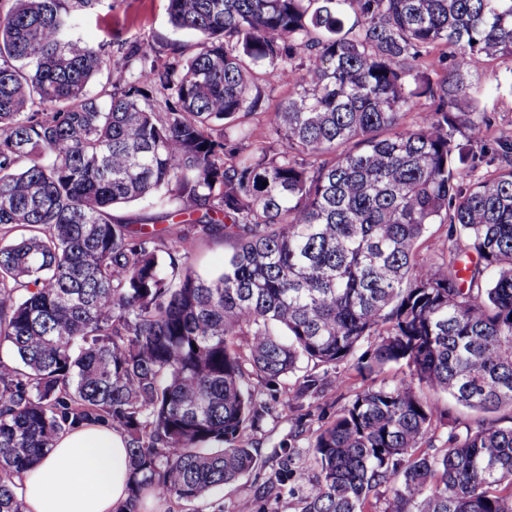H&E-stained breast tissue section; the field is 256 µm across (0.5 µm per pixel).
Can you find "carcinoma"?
Returning <instances> with one entry per match:
<instances>
[{"label":"carcinoma","instance_id":"cac0c4a2","mask_svg":"<svg viewBox=\"0 0 512 512\" xmlns=\"http://www.w3.org/2000/svg\"><path fill=\"white\" fill-rule=\"evenodd\" d=\"M99 2L0 11V512H26L17 480L60 431L97 422L128 439L123 512L197 501L255 467L256 386L353 358L409 373L319 429L301 512L382 488L385 512H512V416L422 450L456 422L426 390L512 411V139L486 138L472 83L512 58V0H168L191 53L120 61L72 36ZM272 77L291 91L254 143ZM145 199L158 215H115ZM202 236L232 242L215 277L188 266ZM332 388L306 374L293 398Z\"/></svg>","mask_w":512,"mask_h":512}]
</instances>
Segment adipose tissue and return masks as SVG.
I'll return each mask as SVG.
<instances>
[{"mask_svg":"<svg viewBox=\"0 0 512 512\" xmlns=\"http://www.w3.org/2000/svg\"><path fill=\"white\" fill-rule=\"evenodd\" d=\"M127 440L103 424L65 429L19 484L27 512H117L127 498Z\"/></svg>","mask_w":512,"mask_h":512,"instance_id":"obj_1","label":"adipose tissue"}]
</instances>
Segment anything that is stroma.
<instances>
[{
  "instance_id": "1",
  "label": "stroma",
  "mask_w": 512,
  "mask_h": 512,
  "mask_svg": "<svg viewBox=\"0 0 512 512\" xmlns=\"http://www.w3.org/2000/svg\"><path fill=\"white\" fill-rule=\"evenodd\" d=\"M168 0H114L112 6H99L79 17L76 35L87 41H149L155 44L176 42L194 44L198 36L177 32L169 22ZM480 84L495 88L489 102L492 110L490 137L512 136V59L496 61L483 71ZM196 274L213 276L224 269V259L231 245L220 237H203L187 244ZM321 378L332 381L343 377L344 383L328 395H310L302 403L289 401L287 391L294 387L295 376L280 380L276 387L260 389L258 398L269 413L254 434L258 443L255 468L238 482L213 490L206 498L185 504L166 500L161 505H147L146 512H236L240 499H248L254 512H300V500L315 476L311 447L318 429L360 391L365 382L351 364L316 366ZM306 413L304 430L295 426L299 413ZM290 452L289 465H282L283 452Z\"/></svg>"
}]
</instances>
